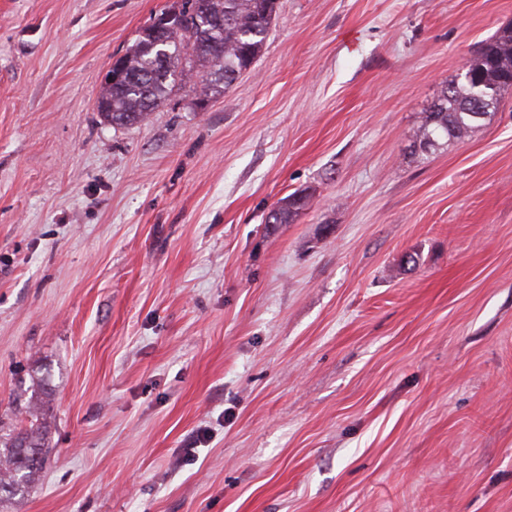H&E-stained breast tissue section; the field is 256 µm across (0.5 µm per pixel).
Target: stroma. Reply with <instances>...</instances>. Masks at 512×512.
Masks as SVG:
<instances>
[{"instance_id": "stroma-1", "label": "stroma", "mask_w": 512, "mask_h": 512, "mask_svg": "<svg viewBox=\"0 0 512 512\" xmlns=\"http://www.w3.org/2000/svg\"><path fill=\"white\" fill-rule=\"evenodd\" d=\"M173 2L0 0V420L42 378L50 424L8 512H512V90L409 153L512 0H279L229 90L112 126ZM308 195L304 191L289 194L270 211L267 223L289 224L306 205Z\"/></svg>"}]
</instances>
